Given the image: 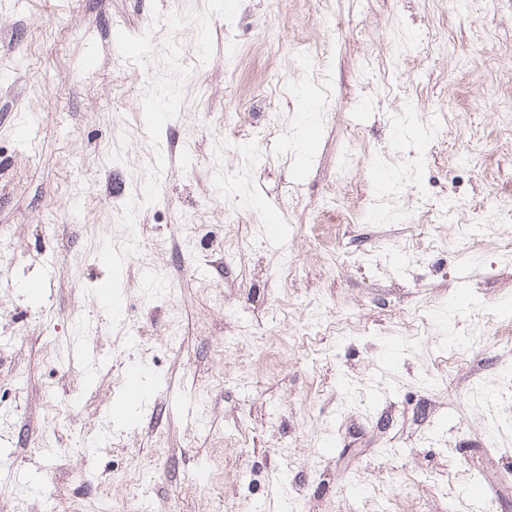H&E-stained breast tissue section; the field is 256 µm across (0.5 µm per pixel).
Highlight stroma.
<instances>
[{"mask_svg": "<svg viewBox=\"0 0 512 512\" xmlns=\"http://www.w3.org/2000/svg\"><path fill=\"white\" fill-rule=\"evenodd\" d=\"M510 206L512 0H0V512H512Z\"/></svg>", "mask_w": 512, "mask_h": 512, "instance_id": "1", "label": "stroma"}]
</instances>
